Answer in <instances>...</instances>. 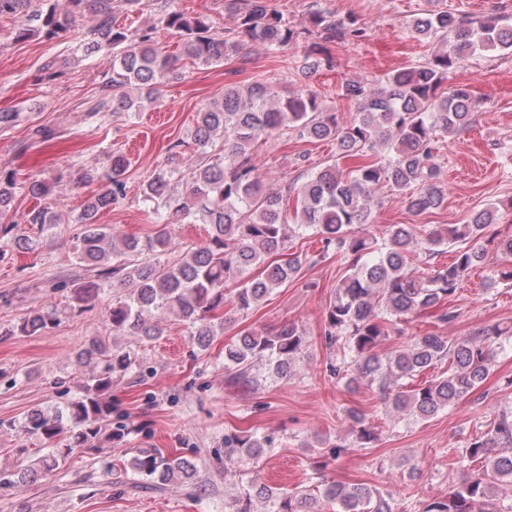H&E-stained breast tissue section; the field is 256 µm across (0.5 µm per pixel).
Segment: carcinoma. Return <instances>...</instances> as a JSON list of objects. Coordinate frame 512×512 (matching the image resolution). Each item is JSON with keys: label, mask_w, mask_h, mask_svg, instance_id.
Masks as SVG:
<instances>
[{"label": "carcinoma", "mask_w": 512, "mask_h": 512, "mask_svg": "<svg viewBox=\"0 0 512 512\" xmlns=\"http://www.w3.org/2000/svg\"><path fill=\"white\" fill-rule=\"evenodd\" d=\"M140 0H0V17L13 16L23 24L16 37L36 30L47 38L67 30L87 10L97 22L90 29L85 51L112 53V77L102 86L88 116L103 120L130 112L142 100H151L159 88L180 76V57L193 65L212 66L239 53L246 42L268 52L288 47L301 51L299 68L329 70L333 57L327 44L338 39L360 40L365 29L351 20L339 26L329 14L314 11L295 25L264 0H224V10L236 19L230 33L214 29L205 15L163 10L158 24L182 37L181 55L157 47L156 28L132 32L116 24L115 16L137 7ZM411 33L432 37L448 49L415 66L389 73L376 82L349 81L341 97L352 102L356 115L339 125L336 112L325 108L316 92L290 89L276 81L248 85L224 84L221 99L196 112L193 149L185 168H160L142 186L144 201L153 211L165 209L183 224H207V239L173 259L170 234L160 229L140 240L120 238L103 224L98 213L112 208L125 194L129 160L112 152L108 173L78 172L79 180L100 182L97 193L77 217L83 226L78 259L93 277L71 288L72 309L82 312L88 301L107 287H119L106 321L112 334L151 341L162 335L161 320L171 316L190 328V336L208 348L224 329V306L247 312L275 289L292 280L302 258L289 252V234L312 229L318 235L316 257L345 251L354 257L350 272L336 288L325 311V343L336 347L330 374L347 384L377 387L392 412L414 421L437 416L474 394L490 374L498 351L512 346V327L488 325L475 336L450 339L428 332L404 348L379 352V346L400 322L429 312L437 321L456 318L448 306L464 277L484 264L493 250L505 264L493 270L495 282H512V234L486 236L496 223L497 208L474 212L466 223L448 229H426L417 224H390L382 242L370 235L375 193L389 187L415 215L439 209L447 196L437 162L440 138L471 127L477 101L470 87H445L448 74L477 49L512 51V25L487 15L467 19L448 10L418 18ZM308 141H332L336 159L312 172L296 192L288 195L266 188L254 161V150L264 136ZM393 157L384 160L379 151ZM57 185L37 178L21 180L0 167V239L7 238L33 253L41 234L57 226L47 207L29 210L17 220L11 213L15 198L26 194L44 199ZM28 224L33 233H18ZM454 247L450 261L412 267L416 249L433 259ZM58 323L54 307L31 311L0 336H35ZM307 342L295 323L276 329L243 330L224 344V372L228 382L250 386L253 367L263 362L271 373L284 377L294 370ZM78 359L93 365L82 394L63 405L35 409L21 422L0 420V430H18L28 438L53 442L66 438L34 466L0 474V486L20 487L60 469L75 448H91L102 437H121L124 426L105 433L112 422V386L134 365L131 352L116 350L94 339L79 351ZM443 362L448 370L420 384L413 380ZM348 436L327 444L331 460L349 448H367L377 437L365 415L348 410ZM273 437L258 440L242 432L224 435V453L247 466L272 447ZM475 471L448 494L430 500L422 512H502L497 490L512 486V410H504L476 435L465 449ZM133 475L145 484H176L205 491L197 471L184 456L159 448H142L130 462ZM397 512L390 493L364 483L324 480L313 488L272 487L251 481L224 498V512Z\"/></svg>", "instance_id": "1"}]
</instances>
